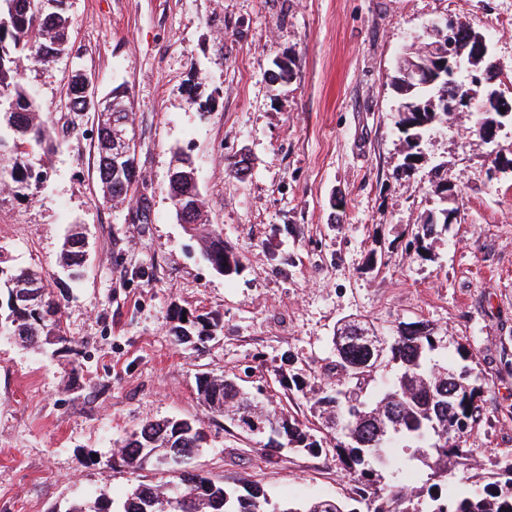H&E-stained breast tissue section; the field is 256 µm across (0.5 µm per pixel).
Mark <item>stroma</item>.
Masks as SVG:
<instances>
[{"mask_svg":"<svg viewBox=\"0 0 512 512\" xmlns=\"http://www.w3.org/2000/svg\"><path fill=\"white\" fill-rule=\"evenodd\" d=\"M70 38L50 71L27 68L36 110L57 148L35 198L0 201V249L43 271L73 351L0 337V512H65L99 494L121 499L171 473L113 465L117 442L145 422L202 419L192 459L217 481L248 478L275 499L350 500L354 482L316 404L336 381L333 336L358 318L388 335L424 322L439 352L482 386L459 442L478 478L512 455V173L490 180L491 150L512 158V125L495 144L472 116L440 126L402 170L394 121L397 57L431 22L488 38L494 88L512 98V0H68ZM294 63L274 84L277 59ZM83 70L94 100L125 84L137 132L138 192L104 201L94 112H71ZM195 163L204 217L239 255L237 273L204 260L167 195L172 156ZM246 156L239 177L230 161ZM448 170L461 221L429 236L443 208L430 178ZM88 241L79 281L58 264L65 236ZM219 319L213 339L178 342L183 315ZM203 375L240 383L286 416L318 451L271 453L268 431L208 413ZM295 380L294 388L282 378ZM406 448L389 449L385 483L423 484Z\"/></svg>","mask_w":512,"mask_h":512,"instance_id":"1","label":"stroma"}]
</instances>
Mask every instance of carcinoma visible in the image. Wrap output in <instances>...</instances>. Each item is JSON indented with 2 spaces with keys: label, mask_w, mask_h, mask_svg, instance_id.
I'll return each mask as SVG.
<instances>
[{
  "label": "carcinoma",
  "mask_w": 512,
  "mask_h": 512,
  "mask_svg": "<svg viewBox=\"0 0 512 512\" xmlns=\"http://www.w3.org/2000/svg\"><path fill=\"white\" fill-rule=\"evenodd\" d=\"M71 20L67 0H0V192L14 199L29 198L48 176V163L55 140L48 123L36 112L25 84L21 60L47 69L66 49ZM393 85L399 96L396 125L404 135L408 157L431 131L448 122L435 99L442 87L422 89L396 72ZM69 104L85 106L83 84L73 79L68 85ZM131 121L130 113L114 112L112 118L97 117L98 175L103 193L113 202H123L137 185L135 167L116 170L108 143L111 135ZM168 196L176 217L185 230L197 238L205 260L217 272L230 275L238 271L240 260L224 248L222 233L203 222V202L190 160L173 158ZM87 244L83 233L67 234L59 264L76 276L85 264ZM43 277L28 268L16 267L0 250V336L19 344L34 345L42 336H51L67 348L61 305L45 292L42 305L27 307L14 302L25 284ZM189 328L177 336L198 329V337H209L219 326L212 317H187ZM341 331L336 346V371L344 380L321 398L330 406V428L342 434L336 442V455L353 474L358 496L381 483L374 467L388 448H411L412 458L426 474L427 489L409 492L390 486L374 499L373 512H512V457L499 464L482 491L472 493L462 487L468 477H456L454 470L466 465L468 453L450 438L466 430L477 418L481 386L468 380L466 369L450 370L437 356L439 344L429 325L414 330L397 327L386 338L373 327L350 320L337 327ZM400 368L399 375L369 397H362L363 386L371 373L384 362ZM198 393L209 411L229 416L238 426L252 428L254 422H268L250 394L229 378H203ZM271 432L288 444L318 448L301 429L284 419ZM205 443L199 420L163 419L142 424L124 439L113 460L134 472L148 467H165L175 480L156 485L139 484L122 500L100 494L70 506L64 512H356L340 500L314 499L278 504L259 485L238 489L204 477L181 465L174 467L168 457L187 461Z\"/></svg>",
  "instance_id": "obj_1"
}]
</instances>
